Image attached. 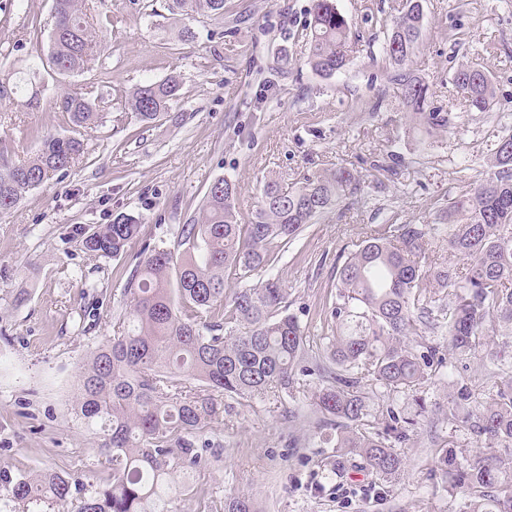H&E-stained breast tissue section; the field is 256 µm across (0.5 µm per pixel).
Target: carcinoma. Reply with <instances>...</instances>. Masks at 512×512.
<instances>
[{
  "instance_id": "obj_1",
  "label": "carcinoma",
  "mask_w": 512,
  "mask_h": 512,
  "mask_svg": "<svg viewBox=\"0 0 512 512\" xmlns=\"http://www.w3.org/2000/svg\"><path fill=\"white\" fill-rule=\"evenodd\" d=\"M172 15L224 16V0H164ZM55 19L49 63L59 76L85 69L104 49L105 36L88 21L87 0H52ZM311 70L330 78L350 60L355 41L336 0H312ZM421 0H406L393 22L383 55L387 79L412 114L432 129L448 130V113L431 106L428 84L412 68L423 35ZM471 112H488L495 90L489 74L462 66L452 78ZM181 80L135 86L128 109L142 123L159 122L180 98ZM59 108L73 129L100 120L92 92L60 96ZM37 153L9 160L0 142V215L13 210L49 175L69 171L83 152L75 137L43 135ZM355 181L345 168L297 186L268 180L252 220L238 218L236 185L227 178L208 188L199 215L181 226L177 247L143 249L123 288L126 312L114 334L87 356L75 403L77 416L96 439L99 465L107 477L92 491L68 474L0 476V501L49 512L70 503L68 512H171V495L195 491L186 470L201 462L197 439L219 420V393L243 400L289 393L296 376L325 371L305 359L304 331L286 312V289L276 275L254 288L227 291L226 282L247 280L274 267L270 244L286 248L303 227L324 214L336 190ZM139 215L118 214L110 224L84 233L94 256L117 258L141 231ZM466 265L426 262L432 233ZM338 302L332 310L336 334L324 358L336 371L312 395L315 412L336 429V469L353 463L382 480L401 471L396 444L409 438L414 420L386 408L379 428L361 383L369 379L393 391L414 390L431 379L433 351L418 353L406 342L416 323L444 315L448 345L459 359L491 357L488 335L505 328L512 344V133L492 150L484 178L474 190L450 202L435 224H384L366 237L342 265ZM434 288L447 290L444 296ZM490 401H477L473 385L457 382L444 420L462 424L487 452L462 466L453 450L442 458L448 487L466 488L453 512H512V365L488 373ZM224 512H256L246 495L224 501Z\"/></svg>"
}]
</instances>
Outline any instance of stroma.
<instances>
[{"instance_id": "35a3bbf8", "label": "stroma", "mask_w": 512, "mask_h": 512, "mask_svg": "<svg viewBox=\"0 0 512 512\" xmlns=\"http://www.w3.org/2000/svg\"><path fill=\"white\" fill-rule=\"evenodd\" d=\"M405 0H336L359 40L347 67L323 79L308 63L312 0H224L220 19L152 13V0H95L96 29L108 45L81 75L58 82L47 64L52 0H0V140L15 159L32 156L39 135L71 133L57 101L93 91L102 118L82 130L84 152L67 173L30 191L0 217V472L52 469L88 484L99 479L93 436L78 419L75 395L88 353L113 333L122 289L150 244L174 246L217 178L237 186L242 220H251L266 180L294 185L339 168L357 187L280 252L273 270L288 291L309 351L335 330L338 272L367 235L387 221L435 222L452 199L484 178L491 149L512 128V4L506 0H423L424 30L413 66L452 128L416 124L386 79L383 46ZM191 26L195 36L181 40ZM466 65L490 74L494 106L471 112L451 77ZM181 98L162 124L147 127L126 107L130 90L169 75ZM142 215V236L117 259L82 247L80 229ZM31 296L16 304L18 289ZM437 345L435 373L419 389L365 384L371 410L428 413L397 450L401 474L389 493L356 469L336 474L330 429L311 406L318 376L291 395L225 399L224 416L201 434L203 462L192 482L204 496H177L174 512H224L233 495L259 512H452L465 496L441 475L440 450L454 445L471 462L475 440L439 412L456 382L484 378L489 363L452 362L442 329L420 326Z\"/></svg>"}]
</instances>
